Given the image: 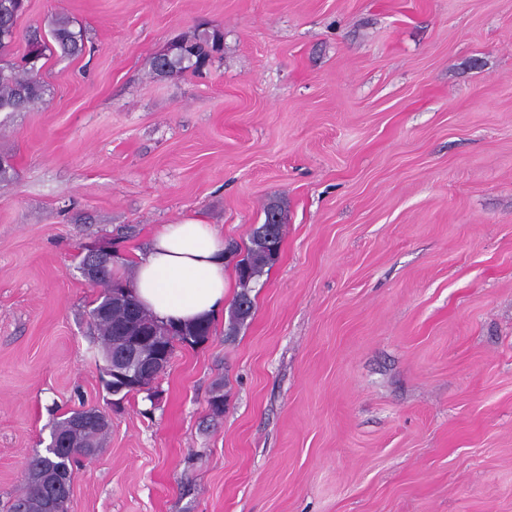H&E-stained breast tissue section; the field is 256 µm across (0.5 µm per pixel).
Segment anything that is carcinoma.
Masks as SVG:
<instances>
[{"instance_id": "1", "label": "carcinoma", "mask_w": 512, "mask_h": 512, "mask_svg": "<svg viewBox=\"0 0 512 512\" xmlns=\"http://www.w3.org/2000/svg\"><path fill=\"white\" fill-rule=\"evenodd\" d=\"M25 0H0V112H23L40 102L45 86L38 79L39 63L52 51L48 42L37 37L28 39V51L24 65L16 66L7 60L17 38V22L24 10ZM52 42L64 53L76 55L83 51L81 33L72 29L71 21L59 16L51 31ZM224 35L214 29L192 38H174L167 48L152 61V69L161 77L181 76L189 71L199 72L209 66L216 55L223 50ZM278 221L270 223L269 209H264V221L251 234L250 245L241 247L229 244L228 249L242 255L235 265L238 285L241 291L234 302L233 319L242 323L250 316L253 302L250 284L261 275L263 269L275 263L273 243H282L284 234V213L277 207ZM125 284L115 276L114 263L102 267L98 286L101 291L93 301L90 320L102 345V359L112 363L130 360L133 349L131 339L143 333L150 338V347L166 352L174 350L179 341L197 345L206 341L212 333V321L200 320L193 324L175 326L158 321L143 309L137 301L112 306L106 314L100 309L109 301L112 290ZM100 409L80 406L53 423L50 436L65 437L70 445L64 450L47 448L34 451L24 465L23 486L9 506V512H50L52 501L65 500L70 496L75 463L78 458L89 456L98 450L104 437L106 423L99 418ZM77 416L85 417L80 426L73 425Z\"/></svg>"}]
</instances>
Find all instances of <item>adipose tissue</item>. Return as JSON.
Listing matches in <instances>:
<instances>
[{"instance_id": "obj_1", "label": "adipose tissue", "mask_w": 512, "mask_h": 512, "mask_svg": "<svg viewBox=\"0 0 512 512\" xmlns=\"http://www.w3.org/2000/svg\"><path fill=\"white\" fill-rule=\"evenodd\" d=\"M227 268L217 228L186 218L162 225L155 234L136 265L132 288L159 320L193 322L223 308Z\"/></svg>"}]
</instances>
